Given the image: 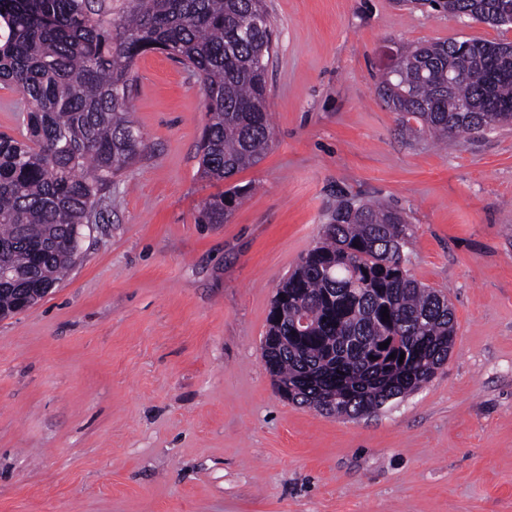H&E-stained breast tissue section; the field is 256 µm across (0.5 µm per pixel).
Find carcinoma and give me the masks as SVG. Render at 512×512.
Returning a JSON list of instances; mask_svg holds the SVG:
<instances>
[{
    "label": "carcinoma",
    "instance_id": "cac0c4a2",
    "mask_svg": "<svg viewBox=\"0 0 512 512\" xmlns=\"http://www.w3.org/2000/svg\"><path fill=\"white\" fill-rule=\"evenodd\" d=\"M421 4L495 26L512 9V0ZM505 46L400 47L380 91L405 124L413 119L415 132L439 140L512 125ZM149 50L200 81L201 177L224 181L259 163L272 138L273 29L262 0H0V84L19 92L25 126L20 139L0 134V311L12 309L16 288L55 286L80 255L84 225L104 221L112 178L143 150L127 130L133 65ZM450 68L461 73L451 86ZM460 103L469 111H456ZM245 193L235 186L209 198L201 223H224ZM408 230L396 210L337 201L322 241L277 292L288 310L305 311L307 330L290 316L268 319L262 355L289 400L328 415L370 414L448 361L454 313L447 297L408 275Z\"/></svg>",
    "mask_w": 512,
    "mask_h": 512
}]
</instances>
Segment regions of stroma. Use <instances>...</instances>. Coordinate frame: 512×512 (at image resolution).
Listing matches in <instances>:
<instances>
[{
    "mask_svg": "<svg viewBox=\"0 0 512 512\" xmlns=\"http://www.w3.org/2000/svg\"><path fill=\"white\" fill-rule=\"evenodd\" d=\"M262 160L198 173L196 76L139 56L141 156L31 311L0 318V512H512V126L439 144L380 95L396 46L512 41V25L400 0H266ZM250 195L221 224L200 211ZM402 211L405 267L445 296L447 362L359 417L277 391L262 358L279 285L337 193ZM246 189L234 186L232 189L214 195L207 200L201 209V223L221 224L227 219L229 213L241 202Z\"/></svg>",
    "mask_w": 512,
    "mask_h": 512,
    "instance_id": "1",
    "label": "stroma"
}]
</instances>
